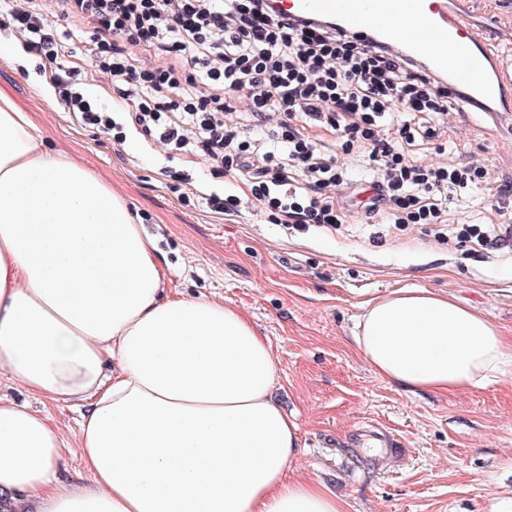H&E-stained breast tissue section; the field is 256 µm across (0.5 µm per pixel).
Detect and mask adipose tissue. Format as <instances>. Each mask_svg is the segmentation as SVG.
I'll return each mask as SVG.
<instances>
[{
  "instance_id": "ef3b65f1",
  "label": "adipose tissue",
  "mask_w": 512,
  "mask_h": 512,
  "mask_svg": "<svg viewBox=\"0 0 512 512\" xmlns=\"http://www.w3.org/2000/svg\"><path fill=\"white\" fill-rule=\"evenodd\" d=\"M355 342L412 391L480 388L512 373V338L451 298L368 301ZM78 407L90 476L58 475L64 432L0 396V493L13 512H343L292 477L299 426L272 398L267 337L232 306L171 290L126 201L47 153L0 91V377Z\"/></svg>"
}]
</instances>
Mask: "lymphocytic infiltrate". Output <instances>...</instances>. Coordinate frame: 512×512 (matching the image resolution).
<instances>
[{
	"label": "lymphocytic infiltrate",
	"mask_w": 512,
	"mask_h": 512,
	"mask_svg": "<svg viewBox=\"0 0 512 512\" xmlns=\"http://www.w3.org/2000/svg\"><path fill=\"white\" fill-rule=\"evenodd\" d=\"M60 6L63 15L93 23L92 65L111 78L106 110L75 88L70 71L55 72L59 101L77 122L120 142L126 135L116 116L128 113L158 146L223 164L281 223H341L343 208L326 190L346 184V206L366 218L441 224L449 187L481 180L414 161V148L437 136L448 90L444 78L405 52L265 0H60ZM0 30L49 61L70 54V33L54 29L38 0L7 9ZM127 42L153 53L158 64H136L125 53ZM242 96L248 121L226 123ZM392 123L394 139L383 134ZM313 125L338 132L343 152L362 150L372 178L348 184L338 159L321 154L308 135Z\"/></svg>",
	"instance_id": "lymphocytic-infiltrate-1"
}]
</instances>
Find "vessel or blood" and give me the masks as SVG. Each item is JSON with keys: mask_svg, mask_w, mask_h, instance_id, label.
Returning <instances> with one entry per match:
<instances>
[{"mask_svg": "<svg viewBox=\"0 0 512 512\" xmlns=\"http://www.w3.org/2000/svg\"><path fill=\"white\" fill-rule=\"evenodd\" d=\"M293 14L331 18L347 30L382 37L404 48L466 104L512 112V58L492 50L490 27H476L457 14L452 0H284Z\"/></svg>", "mask_w": 512, "mask_h": 512, "instance_id": "obj_1", "label": "vessel or blood"}]
</instances>
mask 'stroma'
Returning <instances> with one entry per match:
<instances>
[{"instance_id": "stroma-1", "label": "stroma", "mask_w": 512, "mask_h": 512, "mask_svg": "<svg viewBox=\"0 0 512 512\" xmlns=\"http://www.w3.org/2000/svg\"><path fill=\"white\" fill-rule=\"evenodd\" d=\"M466 13L494 25L512 44V0H465ZM42 10L73 34L68 64L80 89L108 106V78L93 73V26ZM0 56V90L38 128L46 150L63 153L123 197L163 259L171 287L243 310L266 336L279 366L275 400L300 429L294 477L320 483L344 512H512V375L483 388L413 393L379 377L353 336L364 302L409 289L453 296L512 336V243L484 249L457 240V223L493 229L512 224V204L491 199L512 183V112H452L438 145L417 155L425 165L483 168L480 189L448 202V222L386 224L346 212L327 231L286 227L257 209L251 195L210 159L166 154L125 123V143L78 123L57 100L55 70L12 37ZM183 171L209 191L239 199L234 215L211 212L172 193ZM377 428L393 449L362 457V432Z\"/></svg>"}]
</instances>
